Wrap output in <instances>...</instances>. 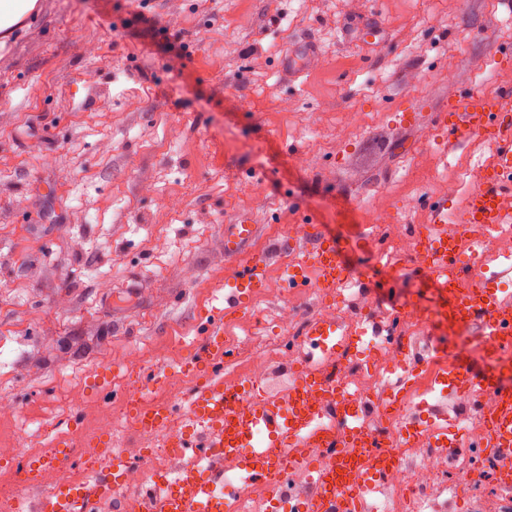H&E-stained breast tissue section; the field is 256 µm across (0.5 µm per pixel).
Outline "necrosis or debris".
<instances>
[{
  "label": "necrosis or debris",
  "mask_w": 512,
  "mask_h": 512,
  "mask_svg": "<svg viewBox=\"0 0 512 512\" xmlns=\"http://www.w3.org/2000/svg\"><path fill=\"white\" fill-rule=\"evenodd\" d=\"M307 321L299 307L288 308L282 317L288 330L287 348L272 342L252 353L237 369L236 384L246 387L274 368L292 367L303 347L302 328ZM431 326L430 319L414 310L389 319L385 335L371 336L365 330L364 317H357L345 325L344 346L316 362L315 368L334 378L348 395L372 396L378 384L399 368L403 354L414 341V332L430 331ZM469 371L468 364L450 354L431 351L427 365L417 367L402 387L400 411L371 414L369 428L398 462L374 497L370 512H447L441 499L448 495L481 497L480 512H512V483H504L499 477L500 463L495 454L477 446L465 451H441L432 445L429 423L420 419L411 425L402 420L404 410L426 406L446 379H464ZM408 455L415 458L409 468L402 464ZM224 512H299V502L295 494L275 498L268 495L265 485L251 483L236 500L225 503Z\"/></svg>",
  "instance_id": "1"
}]
</instances>
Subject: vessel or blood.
I'll return each mask as SVG.
<instances>
[{"mask_svg": "<svg viewBox=\"0 0 512 512\" xmlns=\"http://www.w3.org/2000/svg\"><path fill=\"white\" fill-rule=\"evenodd\" d=\"M511 95L508 88L484 94L466 87L436 108L432 120L449 139L488 141L493 156L466 199L456 231L447 227V198H424L430 224L421 230L419 245L431 262L416 274L427 290L419 302L396 304L393 312L404 315L427 306L440 313L437 333L448 337L449 354H458L454 343L458 336L484 348L490 378L463 380L451 392L468 396L473 409L487 419L485 442L512 458V389L493 387L494 380L512 374V365L500 362L495 352L498 346L512 345V297L488 288L485 268L464 264L457 248L461 237L485 239L498 225L512 222V109L503 105ZM302 224L306 236L315 237L316 247L309 261L292 267L285 286L295 294L335 292L351 276L344 254L331 236L319 233L314 216H304ZM257 230V225L245 222L224 227V251L235 261V270L224 287L223 304L205 316L201 346L178 362L183 373L198 379L189 402L196 427L170 443L179 461L174 478L143 486L145 512H224L225 500L240 494L239 486L224 482L228 462L249 480L263 482L270 495H278L294 475L310 468L308 450L320 445L338 446L342 452L320 466L312 490L301 497L304 512H364L367 499L396 464L391 452L377 448L363 418L368 407L397 409L396 390L385 389L371 400L341 402L335 384L303 366L292 374L286 400L258 395L244 410L240 407L244 389L225 387L219 380L218 371L229 356L224 347L225 320L266 290V259L247 254ZM463 279L469 286L461 290L457 284ZM341 329L333 318L310 320L305 330L307 359L334 351ZM492 389L497 390L500 405L490 413L484 396ZM131 405L143 430L156 428L178 410L174 404L147 411ZM188 455L194 457V465L182 466ZM83 460L81 453L69 448L54 455L52 468L58 477L40 494L34 512H92L97 502L111 499L114 488L137 482L143 465L142 459L117 453L111 456L106 474L90 473L77 487L67 474Z\"/></svg>", "mask_w": 512, "mask_h": 512, "instance_id": "1", "label": "vessel or blood"}]
</instances>
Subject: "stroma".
<instances>
[{
	"label": "stroma",
	"mask_w": 512,
	"mask_h": 512,
	"mask_svg": "<svg viewBox=\"0 0 512 512\" xmlns=\"http://www.w3.org/2000/svg\"><path fill=\"white\" fill-rule=\"evenodd\" d=\"M349 17L380 25L357 39ZM315 45L300 73L293 50ZM512 47V0H37L0 31V398L20 453L102 411L89 374L138 376L202 339L234 263L224 227H260L267 288L224 325L235 361L283 336V312L321 306L280 287L287 225L314 215L355 266L379 252L364 224H426L424 196L462 212L491 149L442 138L434 109L479 87ZM468 180L452 193L460 165ZM49 427V428H50Z\"/></svg>",
	"instance_id": "obj_1"
}]
</instances>
